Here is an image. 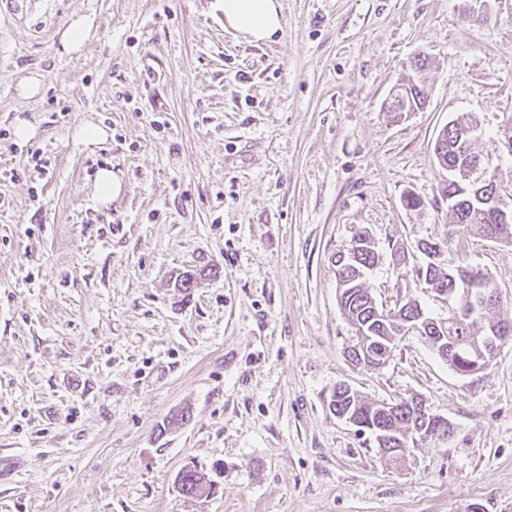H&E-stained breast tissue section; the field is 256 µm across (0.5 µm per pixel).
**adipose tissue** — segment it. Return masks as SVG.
I'll return each instance as SVG.
<instances>
[{
	"label": "adipose tissue",
	"mask_w": 512,
	"mask_h": 512,
	"mask_svg": "<svg viewBox=\"0 0 512 512\" xmlns=\"http://www.w3.org/2000/svg\"><path fill=\"white\" fill-rule=\"evenodd\" d=\"M224 27L253 43H266L283 32L280 0H213Z\"/></svg>",
	"instance_id": "1"
}]
</instances>
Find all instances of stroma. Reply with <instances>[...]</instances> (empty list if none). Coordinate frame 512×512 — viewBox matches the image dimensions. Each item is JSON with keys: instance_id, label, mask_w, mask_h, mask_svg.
I'll use <instances>...</instances> for the list:
<instances>
[{"instance_id": "35a3bbf8", "label": "stroma", "mask_w": 512, "mask_h": 512, "mask_svg": "<svg viewBox=\"0 0 512 512\" xmlns=\"http://www.w3.org/2000/svg\"><path fill=\"white\" fill-rule=\"evenodd\" d=\"M281 4L265 44L211 0L0 8V458L21 462L0 512H512V342L471 376L413 333L383 367L354 364L334 267L368 230L377 302L444 322L417 276L419 243L438 242L442 266L493 275L512 320V243L449 236L434 155L471 113L512 184L492 145L512 120V0ZM78 16L89 35L67 54ZM420 54L429 101L394 116L383 103ZM18 115L37 126L25 143ZM86 122L109 131L90 149L72 139ZM102 167L123 190L95 209ZM341 383L422 398L451 432L392 465L330 409ZM187 465L213 495L181 492ZM89 25L85 18H77L61 34V45L68 53H77L81 50L88 36Z\"/></svg>"}]
</instances>
